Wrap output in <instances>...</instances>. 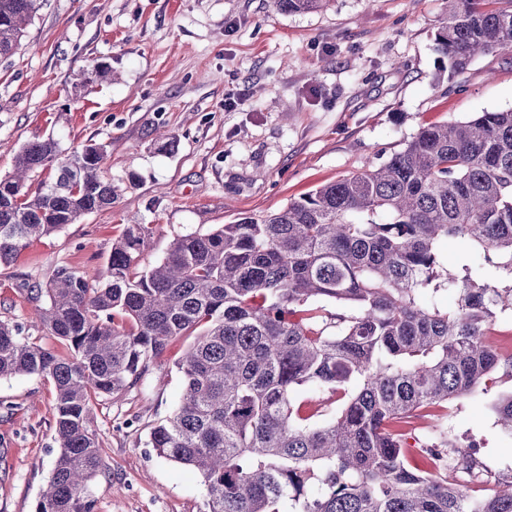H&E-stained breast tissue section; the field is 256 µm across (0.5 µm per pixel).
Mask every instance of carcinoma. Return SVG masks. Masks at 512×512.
I'll use <instances>...</instances> for the list:
<instances>
[{
  "label": "carcinoma",
  "mask_w": 512,
  "mask_h": 512,
  "mask_svg": "<svg viewBox=\"0 0 512 512\" xmlns=\"http://www.w3.org/2000/svg\"><path fill=\"white\" fill-rule=\"evenodd\" d=\"M328 0H275L303 13ZM43 0H0V58L12 56ZM448 69L512 49V0H448L435 34ZM105 151L27 144L0 178V265L33 239L114 200ZM56 170L35 193L32 176ZM151 228L112 243L103 282L54 270L31 326L60 355L0 319V378L49 379L59 454L34 512H94L105 470L91 398L134 387L178 336L197 333L179 363V406L148 445L197 473L206 512H512V474L483 477L474 453L428 410L498 379L512 353L490 341L512 313V109L419 131L401 150L277 213L172 240L133 271ZM469 257L450 270L440 245ZM455 292L456 307L422 302ZM310 386L317 406L297 400ZM512 437V390L494 405Z\"/></svg>",
  "instance_id": "carcinoma-1"
}]
</instances>
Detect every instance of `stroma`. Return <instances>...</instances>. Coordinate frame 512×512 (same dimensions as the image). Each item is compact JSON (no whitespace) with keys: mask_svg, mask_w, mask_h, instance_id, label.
Masks as SVG:
<instances>
[{"mask_svg":"<svg viewBox=\"0 0 512 512\" xmlns=\"http://www.w3.org/2000/svg\"><path fill=\"white\" fill-rule=\"evenodd\" d=\"M447 18L445 0H328L305 13L274 0H45L21 49L0 59V176L34 140L101 143L117 199L0 267V319L27 322L30 289L57 268L104 280L129 220L152 227L142 272L177 236L279 211L423 128L512 109V50L449 74L435 45ZM102 62L114 80L88 81ZM191 342L169 343L131 390L94 397L107 465L95 512H206L198 476L147 445L179 404ZM509 390L450 406L449 434L492 475L512 472V439L491 409ZM53 397L51 380L0 379V512H34L49 480Z\"/></svg>","mask_w":512,"mask_h":512,"instance_id":"35a3bbf8","label":"stroma"}]
</instances>
